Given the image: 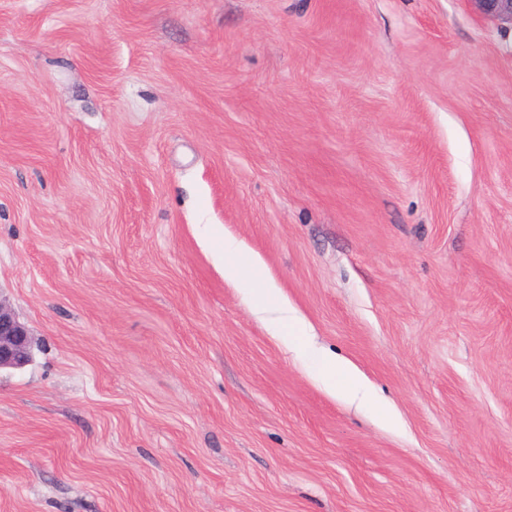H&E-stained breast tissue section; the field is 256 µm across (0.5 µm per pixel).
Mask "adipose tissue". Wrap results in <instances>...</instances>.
Returning a JSON list of instances; mask_svg holds the SVG:
<instances>
[{"label":"adipose tissue","mask_w":512,"mask_h":512,"mask_svg":"<svg viewBox=\"0 0 512 512\" xmlns=\"http://www.w3.org/2000/svg\"><path fill=\"white\" fill-rule=\"evenodd\" d=\"M204 242L212 248L216 261L222 266L225 280L235 285L246 280L253 282L249 299L254 313L264 320L271 338L285 344L309 369L316 382L332 396L370 410L383 424L397 426V417L349 362L319 347L311 334H304L297 343L289 340V327L301 326L302 321L268 276L260 259L244 260L243 243L216 224L207 225Z\"/></svg>","instance_id":"adipose-tissue-1"}]
</instances>
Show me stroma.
Here are the masks:
<instances>
[{
	"label": "stroma",
	"instance_id": "stroma-1",
	"mask_svg": "<svg viewBox=\"0 0 512 512\" xmlns=\"http://www.w3.org/2000/svg\"><path fill=\"white\" fill-rule=\"evenodd\" d=\"M260 257L398 414L228 283ZM0 512H512V26L467 0H0ZM205 225L204 242L212 248L216 261L222 266L225 280L234 285L244 280L262 284V288H250L248 295L254 313L264 320L270 337L292 351L309 369L314 380L333 397L370 410L383 424L397 426V417L364 377L349 362L317 345L281 289L268 276L262 261L254 257L248 263L242 262L243 243L224 232V228L221 229L218 224ZM290 325L299 327L303 341L296 344L288 339ZM32 337L12 309L0 298V372L20 369L32 360Z\"/></svg>",
	"mask_w": 512,
	"mask_h": 512
}]
</instances>
